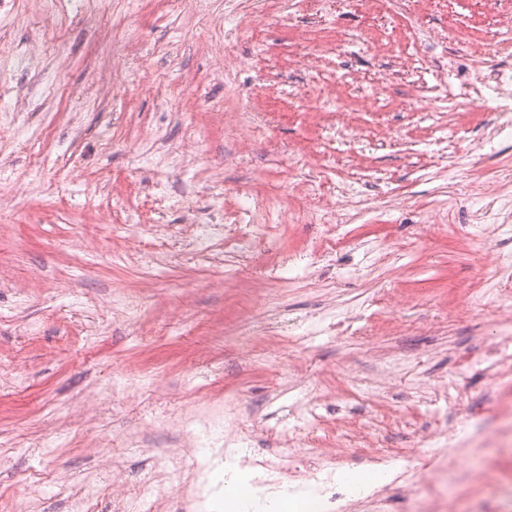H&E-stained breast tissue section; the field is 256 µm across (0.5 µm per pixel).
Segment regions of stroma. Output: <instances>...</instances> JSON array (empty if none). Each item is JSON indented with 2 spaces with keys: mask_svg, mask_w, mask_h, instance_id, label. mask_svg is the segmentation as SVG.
Instances as JSON below:
<instances>
[{
  "mask_svg": "<svg viewBox=\"0 0 512 512\" xmlns=\"http://www.w3.org/2000/svg\"><path fill=\"white\" fill-rule=\"evenodd\" d=\"M409 7L420 62L443 56L460 74L484 46L491 63L512 66V40L482 0ZM43 13V0H21L0 44V82L15 91L12 118L0 113L12 122L0 133V512H75L71 494L97 472L136 481L183 439L174 410L213 400L238 405L253 453L313 463L334 452L350 471L368 428L380 446L434 457L453 512H512L489 482L512 474V459L485 440L512 414V394L464 370L492 343H512V297L492 273L512 260V128L490 103L452 112L398 76L378 102L348 101L351 130L318 101L299 108L296 87L319 83L304 53L322 55L332 78L402 55L397 19L367 0L322 23L302 0H207L201 12L141 0L134 17L128 0H112L110 16L70 17L58 51ZM128 17L140 38L125 51L112 21ZM146 73L161 87L143 86ZM327 150L339 168L321 205L341 223L293 222ZM493 166L495 200L475 178ZM173 196L218 218L278 200L275 241L245 250L229 226L203 260ZM338 232L343 246L320 251ZM272 348L303 385L277 383L262 363ZM394 354L407 370L377 374ZM452 376L468 395L453 408ZM367 383L377 400L356 395ZM339 430L351 440L335 448L327 437Z\"/></svg>",
  "mask_w": 512,
  "mask_h": 512,
  "instance_id": "35a3bbf8",
  "label": "stroma"
}]
</instances>
